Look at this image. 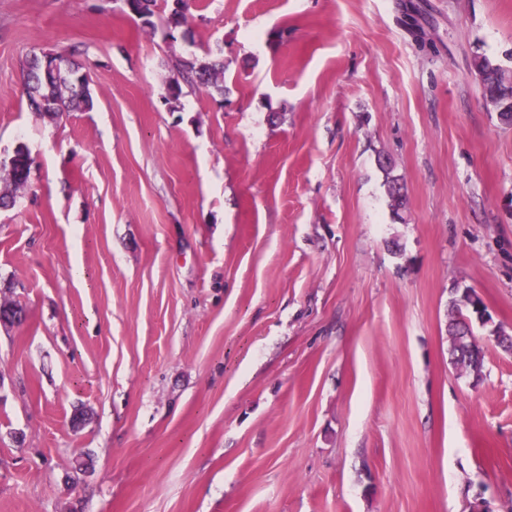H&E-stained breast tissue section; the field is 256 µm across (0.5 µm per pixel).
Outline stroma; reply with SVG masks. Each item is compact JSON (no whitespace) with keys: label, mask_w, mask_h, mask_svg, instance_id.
<instances>
[{"label":"stroma","mask_w":512,"mask_h":512,"mask_svg":"<svg viewBox=\"0 0 512 512\" xmlns=\"http://www.w3.org/2000/svg\"><path fill=\"white\" fill-rule=\"evenodd\" d=\"M0 0V512H512V0ZM222 48L224 91L162 94ZM93 106L51 122L31 52ZM388 157L383 171L378 157ZM406 206L393 214L386 174ZM87 456V471L75 459ZM55 53L43 52L40 56L33 54L23 68V92L31 112L49 121L58 120L64 112L79 108H90L93 103L87 76L71 57L75 51L65 53L50 63L45 70V61ZM473 66L483 85L486 103L498 112L501 120L512 122V74L492 66L483 56H477ZM10 164L0 162V208L14 206L17 192L27 187L31 172L32 158L29 150L24 145L15 148L10 156ZM472 299L467 290L450 302L448 309V336L451 363L473 374L478 379L482 374L484 355L473 343L472 324L476 311H472ZM475 316V317H474Z\"/></svg>","instance_id":"1"}]
</instances>
